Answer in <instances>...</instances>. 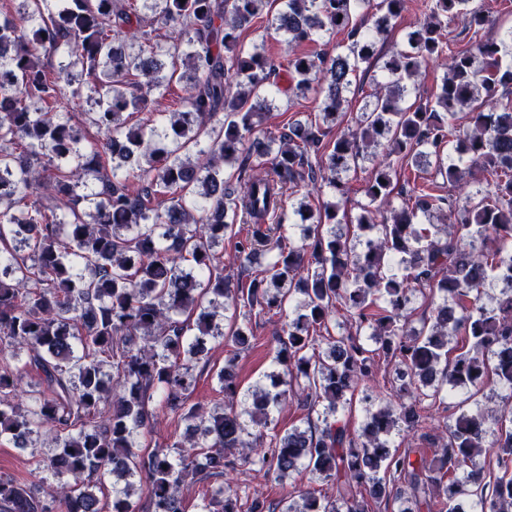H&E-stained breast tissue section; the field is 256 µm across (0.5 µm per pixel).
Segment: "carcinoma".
I'll use <instances>...</instances> for the list:
<instances>
[{
  "instance_id": "obj_1",
  "label": "carcinoma",
  "mask_w": 512,
  "mask_h": 512,
  "mask_svg": "<svg viewBox=\"0 0 512 512\" xmlns=\"http://www.w3.org/2000/svg\"><path fill=\"white\" fill-rule=\"evenodd\" d=\"M272 2L0 0V437L35 448L44 429L54 440L38 461L49 483L0 476V512H183L188 479L209 483L204 512H266L237 494L255 467L336 482L338 497L308 489L279 512H370L392 494L427 512H465L463 496L470 512H512V393L496 411L461 403L451 423L421 414L424 399L492 375L512 390V28L457 50L451 22L476 34L492 17L479 0H423L371 108L329 145L325 125L405 0H278L267 23L288 51L291 90L322 94L318 118L293 120L279 138L262 128L273 57L240 41ZM146 13L172 43L145 29ZM337 31L350 44L336 56L298 51ZM442 57L435 98L405 104L409 82ZM175 81L187 96L156 112V93ZM86 105L94 137L79 119ZM369 156L351 234L339 218L343 174ZM424 165L430 180L395 192L397 171ZM440 180L458 195L438 194ZM302 187L288 222L283 195ZM324 188L333 200L312 207L307 195ZM395 193L408 201L393 206ZM241 223L253 230L236 241L240 270L273 254L246 285L215 251ZM491 279L505 288L489 306ZM420 298L438 302L417 330L408 312ZM231 306L241 320L226 336ZM340 310L356 331L321 335ZM270 313L282 321L275 368L243 390L234 360L254 345L252 319ZM459 333L468 348L450 361ZM210 338L231 357L216 374L224 402L208 410L191 396ZM381 358L394 364V405L352 433L338 409L360 389L383 393ZM156 397L187 427L171 449L146 453L137 437ZM292 399L322 408L317 421L264 434ZM424 428L439 431L431 465L393 448ZM489 446L503 471L493 481L481 461ZM108 478L104 511L93 489Z\"/></svg>"
}]
</instances>
